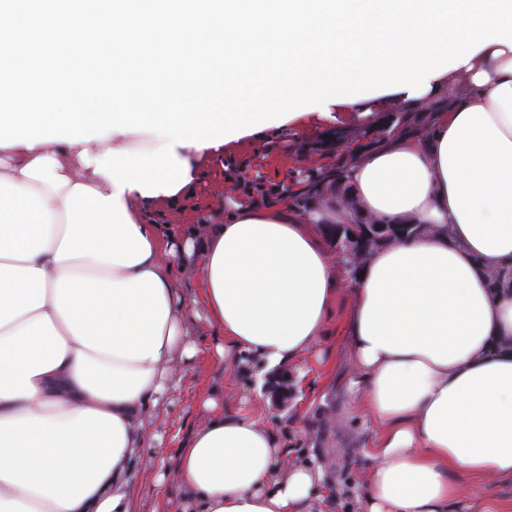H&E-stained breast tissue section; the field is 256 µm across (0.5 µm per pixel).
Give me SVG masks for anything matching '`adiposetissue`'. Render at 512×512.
<instances>
[{
    "label": "adipose tissue",
    "mask_w": 512,
    "mask_h": 512,
    "mask_svg": "<svg viewBox=\"0 0 512 512\" xmlns=\"http://www.w3.org/2000/svg\"><path fill=\"white\" fill-rule=\"evenodd\" d=\"M394 98L419 123L351 164L353 209L232 203L200 242L175 243L150 214L232 161V144L176 147L190 182L153 197L84 163L153 151V133L0 147V512H132L140 416L197 353L181 281L201 289L225 367L251 354L267 373L320 340L346 276L317 223L356 216L422 227L373 248L349 293L350 385L376 432L364 512H450L452 475L512 478V48L487 45ZM77 184L118 194L149 257L57 259ZM205 406L176 454L190 512H309L321 468L286 466L263 421Z\"/></svg>",
    "instance_id": "ef3b65f1"
}]
</instances>
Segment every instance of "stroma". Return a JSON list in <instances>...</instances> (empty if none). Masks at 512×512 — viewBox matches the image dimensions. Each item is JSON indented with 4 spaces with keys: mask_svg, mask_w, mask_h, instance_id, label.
Here are the masks:
<instances>
[{
    "mask_svg": "<svg viewBox=\"0 0 512 512\" xmlns=\"http://www.w3.org/2000/svg\"><path fill=\"white\" fill-rule=\"evenodd\" d=\"M369 114L337 112L335 118L306 115L305 133L288 129L274 135L262 149L241 145L235 166L203 170L183 210L160 205L154 220L182 230L187 224H217L219 208L232 183L268 194L289 181L300 166L331 165L343 157V146L368 148L375 134L367 122L396 111L392 98L369 101ZM348 298H339L327 334L304 353L294 367L269 376L256 387V360L243 358L225 371L216 349L224 338L207 321L192 324L199 353L182 360L181 380L158 408L148 409V434L140 451L147 463L135 471L131 488L134 512H181L173 456L190 438L206 414L205 399L259 417L287 448L289 464L321 466L323 484L311 502V512H362L365 480L373 466L366 451L374 442L369 420L354 409L350 389L349 345L345 336ZM460 494L452 512H512V479L475 482L458 477Z\"/></svg>",
    "mask_w": 512,
    "mask_h": 512,
    "instance_id": "1",
    "label": "stroma"
}]
</instances>
